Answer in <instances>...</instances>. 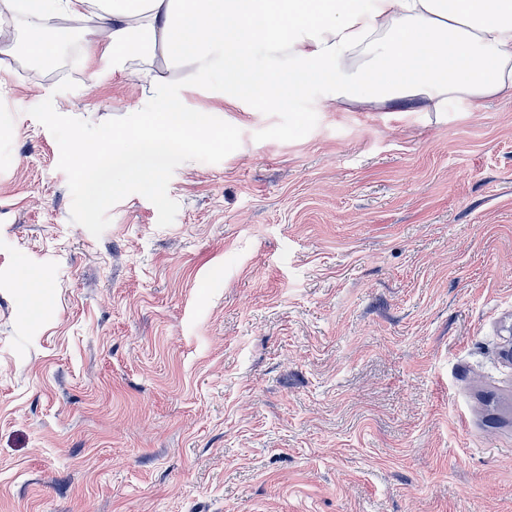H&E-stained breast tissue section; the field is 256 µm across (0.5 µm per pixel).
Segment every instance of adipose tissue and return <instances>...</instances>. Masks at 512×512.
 Here are the masks:
<instances>
[{"instance_id": "1", "label": "adipose tissue", "mask_w": 512, "mask_h": 512, "mask_svg": "<svg viewBox=\"0 0 512 512\" xmlns=\"http://www.w3.org/2000/svg\"><path fill=\"white\" fill-rule=\"evenodd\" d=\"M95 3V52L120 69L188 61L224 81L232 106L287 105L335 82L336 98H512V0H32L26 50L49 58L53 18ZM289 66H260L258 55Z\"/></svg>"}]
</instances>
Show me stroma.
I'll list each match as a JSON object with an SVG mask.
<instances>
[{
	"instance_id": "1",
	"label": "stroma",
	"mask_w": 512,
	"mask_h": 512,
	"mask_svg": "<svg viewBox=\"0 0 512 512\" xmlns=\"http://www.w3.org/2000/svg\"><path fill=\"white\" fill-rule=\"evenodd\" d=\"M52 31L39 64L0 18V512H512V99L189 86L240 148L96 237L28 110L153 89Z\"/></svg>"
}]
</instances>
